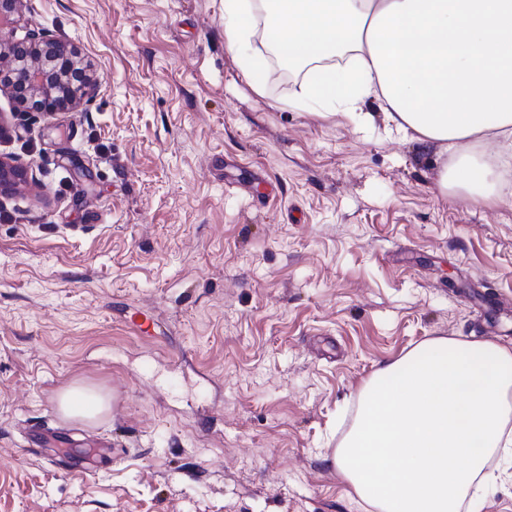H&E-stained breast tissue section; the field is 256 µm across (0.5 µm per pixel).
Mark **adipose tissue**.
Instances as JSON below:
<instances>
[{
    "label": "adipose tissue",
    "instance_id": "adipose-tissue-1",
    "mask_svg": "<svg viewBox=\"0 0 512 512\" xmlns=\"http://www.w3.org/2000/svg\"><path fill=\"white\" fill-rule=\"evenodd\" d=\"M257 34L282 63L310 67L303 103L365 122L377 99L398 131L450 155L440 190L476 204L512 195L496 173L512 167V0H224L225 42L260 91ZM511 389L512 349L429 339L365 382L336 462L377 512H461L491 480L489 457L512 461ZM110 404L78 384L59 397L65 417L86 422Z\"/></svg>",
    "mask_w": 512,
    "mask_h": 512
}]
</instances>
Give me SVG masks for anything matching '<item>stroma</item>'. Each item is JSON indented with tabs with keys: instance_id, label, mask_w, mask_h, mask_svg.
Wrapping results in <instances>:
<instances>
[{
	"instance_id": "obj_1",
	"label": "stroma",
	"mask_w": 512,
	"mask_h": 512,
	"mask_svg": "<svg viewBox=\"0 0 512 512\" xmlns=\"http://www.w3.org/2000/svg\"><path fill=\"white\" fill-rule=\"evenodd\" d=\"M99 87L76 110L0 92V512H371L336 464L364 383L434 337L512 348V203L441 192L435 149L256 91L224 0H24ZM157 327L140 335L142 315ZM114 396L64 419L61 389ZM112 436V465L58 472ZM481 512H512V464ZM29 187L27 170L11 158L0 157V194L17 193Z\"/></svg>"
}]
</instances>
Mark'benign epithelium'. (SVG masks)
Returning <instances> with one entry per match:
<instances>
[{"mask_svg": "<svg viewBox=\"0 0 512 512\" xmlns=\"http://www.w3.org/2000/svg\"><path fill=\"white\" fill-rule=\"evenodd\" d=\"M22 2L0 0V27L23 33L8 45L0 42V73L12 74L10 82L0 84V91L23 108L48 115L73 110L96 95L97 84L89 74L74 81L72 72L79 63V53L71 43L21 24ZM28 187L27 170L10 158L0 157V194Z\"/></svg>", "mask_w": 512, "mask_h": 512, "instance_id": "1", "label": "benign epithelium"}]
</instances>
